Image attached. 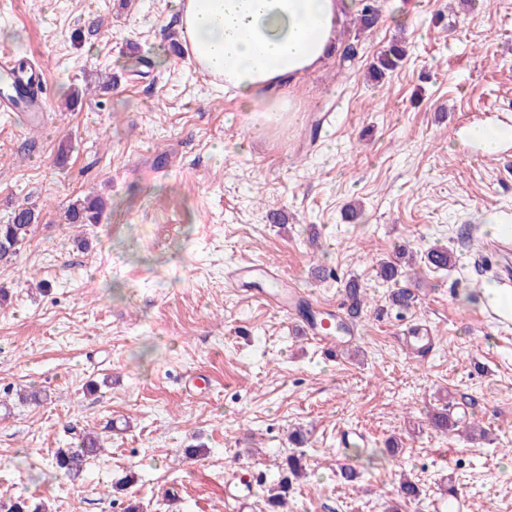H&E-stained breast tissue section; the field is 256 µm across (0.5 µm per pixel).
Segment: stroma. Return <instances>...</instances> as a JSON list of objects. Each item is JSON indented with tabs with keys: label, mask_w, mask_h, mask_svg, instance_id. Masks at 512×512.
<instances>
[{
	"label": "stroma",
	"mask_w": 512,
	"mask_h": 512,
	"mask_svg": "<svg viewBox=\"0 0 512 512\" xmlns=\"http://www.w3.org/2000/svg\"><path fill=\"white\" fill-rule=\"evenodd\" d=\"M178 37L170 0H0V51L41 63L51 93L40 127L0 114V223L21 204L41 213L0 264V498L266 512L299 449L285 512H435L452 492L463 512H512V321L476 301L507 256L485 226L512 225V144L489 156L463 138L512 114V0H383L354 63L302 77L300 112L268 135ZM394 39L407 56L376 83L368 68ZM88 195L107 204L100 223H67ZM436 244L452 266L428 264ZM402 248L416 262L406 311L375 277ZM242 257L337 313L356 280L368 304L353 342L328 350L231 287ZM414 327L432 331L426 355L404 346ZM447 410L485 437L433 430ZM342 425L368 444L338 452ZM83 431L103 453L53 478L56 449ZM403 471L416 500L397 496ZM285 466L286 467L283 468L284 473L282 477L278 480L276 484L273 485V487L268 489L266 502L270 506V508H272V510H269V512H279V509L283 508L287 504V495L290 485L288 472L292 477L296 479L304 474L302 454L293 453L288 455V457L286 458Z\"/></svg>",
	"instance_id": "35a3bbf8"
}]
</instances>
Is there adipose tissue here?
I'll return each mask as SVG.
<instances>
[{
  "instance_id": "obj_1",
  "label": "adipose tissue",
  "mask_w": 512,
  "mask_h": 512,
  "mask_svg": "<svg viewBox=\"0 0 512 512\" xmlns=\"http://www.w3.org/2000/svg\"><path fill=\"white\" fill-rule=\"evenodd\" d=\"M187 56L230 89L253 127L292 121V86L334 56L351 0H172Z\"/></svg>"
}]
</instances>
